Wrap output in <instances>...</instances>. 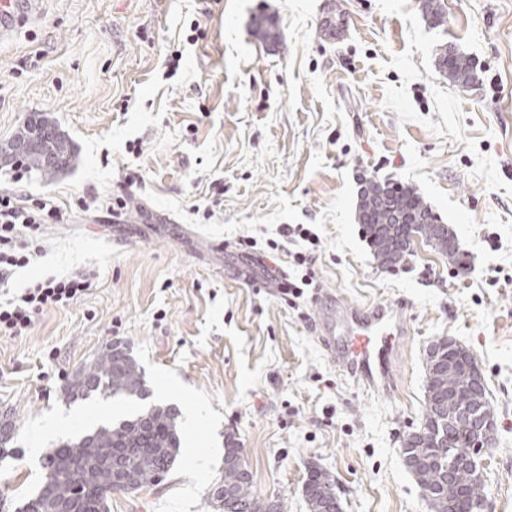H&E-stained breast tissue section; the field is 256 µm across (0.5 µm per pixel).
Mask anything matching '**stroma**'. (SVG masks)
<instances>
[{
    "mask_svg": "<svg viewBox=\"0 0 512 512\" xmlns=\"http://www.w3.org/2000/svg\"><path fill=\"white\" fill-rule=\"evenodd\" d=\"M45 0L0 42V144L30 113L51 117L74 162L26 174L52 204L41 254L11 293L83 273L91 288L0 335V512L41 484L64 438L128 418L132 404L67 401V380L107 346L145 373L155 404L179 411L180 455L158 485L112 496L111 512H212L234 434L253 491L309 512L312 468L336 480L342 512H431L405 468L426 351L449 338L475 356L497 430L485 455L487 512H512V0ZM277 37L253 35L256 20ZM472 61L460 87L439 45ZM415 189L452 229L458 269L417 240L406 264L375 261L356 203L363 180ZM86 201L80 210L78 201ZM305 224L316 242L282 235ZM268 269L312 256L314 288L282 299L238 273L240 243ZM345 304L406 302L411 334L393 391L354 387L312 331L315 288Z\"/></svg>",
    "mask_w": 512,
    "mask_h": 512,
    "instance_id": "stroma-1",
    "label": "stroma"
}]
</instances>
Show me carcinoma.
I'll use <instances>...</instances> for the list:
<instances>
[{
    "label": "carcinoma",
    "instance_id": "carcinoma-1",
    "mask_svg": "<svg viewBox=\"0 0 512 512\" xmlns=\"http://www.w3.org/2000/svg\"><path fill=\"white\" fill-rule=\"evenodd\" d=\"M436 59L441 71L456 84L474 82L475 69L466 57L448 45L440 46ZM51 131L38 148L21 150L35 127ZM0 157L18 159L22 166L45 178L67 170L73 150L58 126L41 112L28 116L22 131L0 146ZM416 214L423 225L419 234L432 241L448 255L450 263L461 262L455 238L438 232V219L417 191L399 190L388 182L364 181L357 209V223L363 227L374 259L382 268L406 261L407 243L413 228L396 224L392 212ZM439 361L435 374L426 375V390L420 425L402 440V453L420 461H431L412 470L423 491L432 493V512H471L484 500V486L468 485L465 474L448 470V452L454 444L471 434L467 424L450 422L459 407L468 402L479 409L490 408L487 384L468 383L460 375L447 372L448 359L460 357L459 349L448 346V339L434 342L427 358ZM98 394L125 401L144 400L149 395L145 376L138 363L126 352L109 348L82 369L64 388L66 399ZM178 412L172 406L151 405L116 424L101 425L91 433L59 444L43 461L44 476L36 494L16 507V512H110L112 493V453L125 451L126 467L133 479L135 493L158 485L174 466L181 448ZM241 449L232 434L225 436L224 478L212 493L209 507L213 512H278L279 505L257 497L252 491V477L239 470ZM335 480L321 470H314L304 492L309 512H322Z\"/></svg>",
    "mask_w": 512,
    "mask_h": 512
}]
</instances>
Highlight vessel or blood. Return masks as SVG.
Returning <instances> with one entry per match:
<instances>
[{
	"label": "vessel or blood",
	"mask_w": 512,
	"mask_h": 512,
	"mask_svg": "<svg viewBox=\"0 0 512 512\" xmlns=\"http://www.w3.org/2000/svg\"><path fill=\"white\" fill-rule=\"evenodd\" d=\"M44 0H0V39L19 20L35 16ZM315 332L337 372L363 390L394 384L395 361L410 326L404 304H343L327 292L314 296Z\"/></svg>",
	"instance_id": "vessel-or-blood-1"
}]
</instances>
